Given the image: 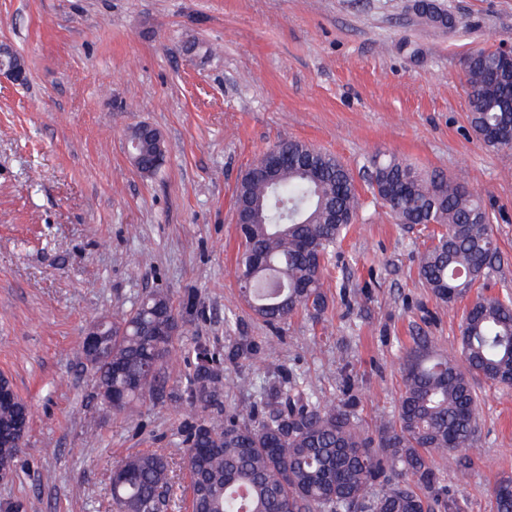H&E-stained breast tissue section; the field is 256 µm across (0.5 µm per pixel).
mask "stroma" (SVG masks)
Wrapping results in <instances>:
<instances>
[{
	"label": "stroma",
	"instance_id": "stroma-1",
	"mask_svg": "<svg viewBox=\"0 0 512 512\" xmlns=\"http://www.w3.org/2000/svg\"><path fill=\"white\" fill-rule=\"evenodd\" d=\"M435 2L452 28L413 0H0V42L28 73L0 82V373L30 408L0 503L117 512L113 469L159 450L175 475L170 512H187L189 406L106 410L82 357L90 322L154 289L182 310L166 377L176 397L195 345L220 353L241 336L261 350L228 366L229 401L293 372L325 403L354 404L372 434L398 414L412 349L458 356L464 305L437 301L417 273L432 227L395 223L365 180L380 154L464 184L494 215L501 267L486 293H512V149L477 138L465 74L474 50L512 46V0ZM138 123L165 140L152 177L125 152ZM288 139L347 164L364 207L326 274L323 312L275 330L240 295L234 204L244 172ZM471 384L472 469L461 481L435 457L438 498L494 512L493 486L512 478V388Z\"/></svg>",
	"mask_w": 512,
	"mask_h": 512
}]
</instances>
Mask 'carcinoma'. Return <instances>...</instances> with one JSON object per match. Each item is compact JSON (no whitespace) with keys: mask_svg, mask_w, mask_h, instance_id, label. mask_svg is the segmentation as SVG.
I'll use <instances>...</instances> for the list:
<instances>
[{"mask_svg":"<svg viewBox=\"0 0 512 512\" xmlns=\"http://www.w3.org/2000/svg\"><path fill=\"white\" fill-rule=\"evenodd\" d=\"M468 120L483 132L512 123L508 109L512 67L497 49H479L465 62ZM133 126L144 175L166 160L165 141ZM276 148L288 153L272 180L241 178L235 210L255 212L238 225L236 275L254 314L276 327L300 312L324 310V273L363 202L351 170L336 156L298 140ZM373 195L400 224H435L440 230L419 254L418 276L439 301H469L460 324L461 360L417 347L404 367L397 419L382 423L377 438L364 434L350 406H324L303 377L262 387L253 398L223 402L228 388L216 353L197 345L207 365L185 376L186 400L209 410L186 426L183 459L193 487L191 512H433L438 480L429 458L448 457L458 478L468 476L479 422L471 377L512 387V297L473 294L495 276L499 251L481 200L442 172L421 173L394 157H375L368 170ZM176 311L163 291L143 294L112 319V360L97 371L112 383L115 412L154 398L159 376L143 379L149 361L168 364L176 336H153L154 326ZM29 420L23 400L0 406V433ZM111 495L118 512H168L173 496L170 462L157 451L138 453L117 467ZM417 479V487L406 480ZM495 512H512V479L492 489Z\"/></svg>","mask_w":512,"mask_h":512,"instance_id":"carcinoma-1","label":"carcinoma"}]
</instances>
